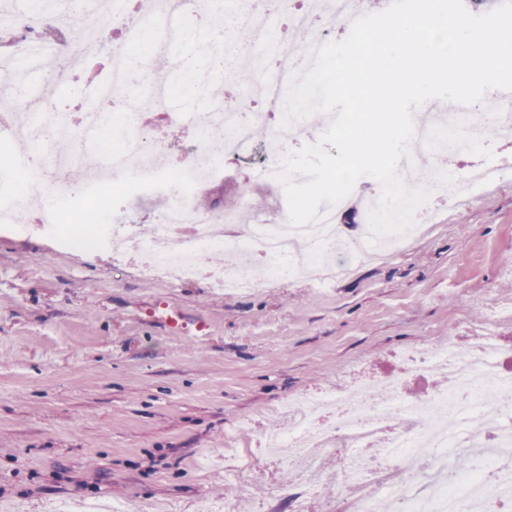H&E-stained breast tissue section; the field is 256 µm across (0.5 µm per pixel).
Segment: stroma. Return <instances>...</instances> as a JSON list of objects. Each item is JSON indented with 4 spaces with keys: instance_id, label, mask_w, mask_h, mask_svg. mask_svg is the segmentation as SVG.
Returning <instances> with one entry per match:
<instances>
[{
    "instance_id": "obj_1",
    "label": "stroma",
    "mask_w": 512,
    "mask_h": 512,
    "mask_svg": "<svg viewBox=\"0 0 512 512\" xmlns=\"http://www.w3.org/2000/svg\"><path fill=\"white\" fill-rule=\"evenodd\" d=\"M201 40L172 46L171 102ZM392 258L345 256L321 287L275 282L235 295L0 231V512H83L126 499L197 512H292L299 481L231 484V435L283 430L273 406L399 369L409 348L497 336L512 352V175L445 210ZM181 314L178 334L165 325Z\"/></svg>"
}]
</instances>
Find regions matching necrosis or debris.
I'll list each match as a JSON object with an SVG mask.
<instances>
[{
	"instance_id": "necrosis-or-debris-1",
	"label": "necrosis or debris",
	"mask_w": 512,
	"mask_h": 512,
	"mask_svg": "<svg viewBox=\"0 0 512 512\" xmlns=\"http://www.w3.org/2000/svg\"><path fill=\"white\" fill-rule=\"evenodd\" d=\"M319 0H241L230 11L220 0H201L207 20L202 40L206 55L233 58L234 76L247 79L252 108L241 113L225 106L210 80L200 83L214 103L207 112H173L171 90L149 62L132 65L130 48L144 29L136 24L122 41L109 43L106 31L115 19L88 0L79 17L61 24L60 0H43L40 8L15 14V38L0 59L11 60L38 41L46 25L64 28L56 42L57 58L73 51L85 56L111 52L102 89L119 94L135 83L148 89L153 106L167 113L175 130L203 128L205 138L173 164L167 147L140 114L126 115L120 136L105 153L106 167L92 171L84 162L97 147L107 123L102 112H51L46 102L22 99L20 92L0 100V126L11 127L14 140L38 141L42 161L23 167H0V181L22 180L19 194L0 197V214H12L7 228L24 233L26 216L36 212L41 227L62 247L91 254L109 243L117 259L132 260L156 279L184 281L203 278L212 288L249 292L260 280L305 278L318 285L336 282L349 273L331 255L343 237L336 208L324 211V222L294 227L289 222L284 190L274 174L281 164L284 130L276 120L285 104L293 72L309 63L305 51L276 36L268 24L272 14L286 15L293 28L313 30L317 40L334 39L332 26H314ZM352 0H330L333 23L346 18ZM154 13L150 26L155 43L170 48L181 41L180 0H147ZM266 128V144L253 143L249 131ZM512 133V96H495L491 105L449 103L443 116L416 126L414 143L434 156L464 147L485 145L490 135ZM250 164L255 184L243 187L240 210L203 211L195 199L207 185L223 180L232 164ZM65 167L85 185L84 202L74 220H66L72 193L69 184L49 178ZM161 198L159 231L144 239L137 225L125 221V205L135 196ZM250 224H243V217ZM221 253L215 264L206 257ZM404 373L389 375L378 386L354 385L301 394L277 405L288 428L264 436L261 446L270 464L299 472L301 483L319 490L335 480L349 502V512H373L386 500L390 512H502L512 503V357L496 337L475 343H451L404 353ZM421 377L441 373L437 390L425 399H411L406 373ZM468 449L475 466L452 467L457 449ZM374 462L373 475L355 480L350 472L358 458ZM393 461L390 470L380 460Z\"/></svg>"
}]
</instances>
